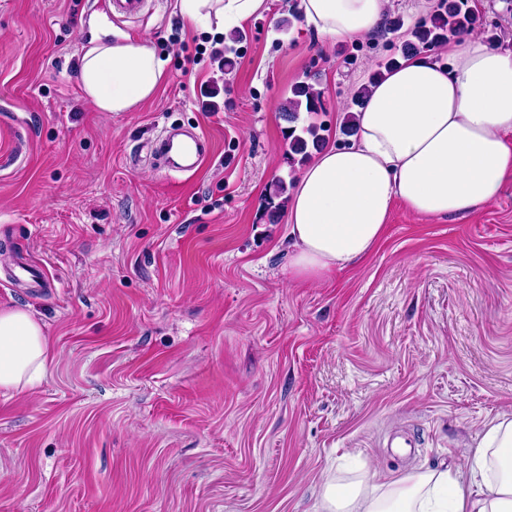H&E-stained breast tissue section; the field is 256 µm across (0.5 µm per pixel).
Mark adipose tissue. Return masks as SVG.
I'll list each match as a JSON object with an SVG mask.
<instances>
[{
  "label": "adipose tissue",
  "instance_id": "ef3b65f1",
  "mask_svg": "<svg viewBox=\"0 0 512 512\" xmlns=\"http://www.w3.org/2000/svg\"><path fill=\"white\" fill-rule=\"evenodd\" d=\"M265 0H178L186 27L225 36ZM390 0H300L308 30L333 44L381 26ZM166 62L145 38L99 30L83 47L78 79L103 112H131L152 98ZM512 177V48L468 34L417 54L372 86L348 144L317 151L286 211L291 280L318 282L375 249L394 203L427 219L492 203ZM54 358L40 323L22 308L0 311V391L33 387ZM324 512H512V418L488 423L467 476L451 466L344 492L326 482Z\"/></svg>",
  "mask_w": 512,
  "mask_h": 512
}]
</instances>
